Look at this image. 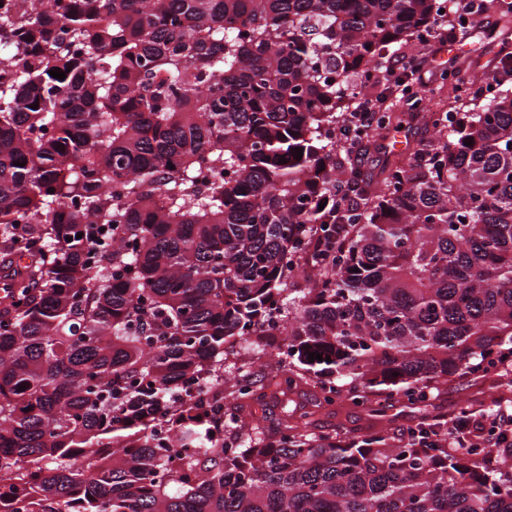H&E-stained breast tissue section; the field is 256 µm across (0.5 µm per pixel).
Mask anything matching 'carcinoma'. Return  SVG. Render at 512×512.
Instances as JSON below:
<instances>
[{"label": "carcinoma", "mask_w": 512, "mask_h": 512, "mask_svg": "<svg viewBox=\"0 0 512 512\" xmlns=\"http://www.w3.org/2000/svg\"><path fill=\"white\" fill-rule=\"evenodd\" d=\"M55 2L0 14V512H512V447L427 412L269 434L224 378L274 336L282 395L376 416L508 358L512 92L375 174L330 135L446 0ZM340 180L359 206L319 209ZM317 392L318 388L312 383L300 386L294 392L288 393V400H290L289 408L297 407L298 413L315 410L316 408L312 405L314 404ZM412 407L403 398L395 397L386 404V416L375 419L366 410L353 406L348 401L336 402L335 405L322 409L315 415V431L336 429L361 434L371 426L380 427L387 423L386 419L395 417L393 427L398 428L394 432L399 434V428H406L416 422L418 414Z\"/></svg>", "instance_id": "cac0c4a2"}]
</instances>
